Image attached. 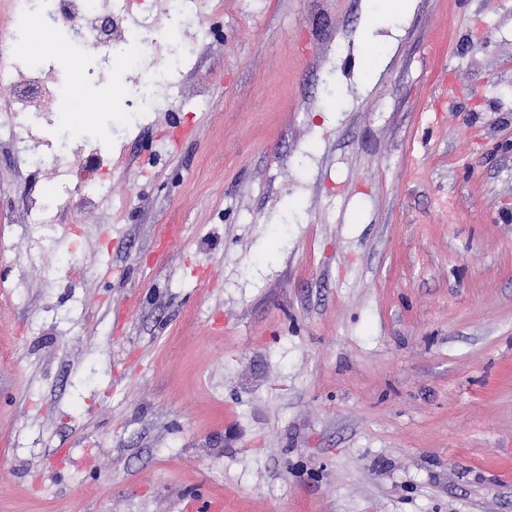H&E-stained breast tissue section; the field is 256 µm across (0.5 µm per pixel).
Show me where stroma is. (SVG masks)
I'll use <instances>...</instances> for the list:
<instances>
[{
	"instance_id": "stroma-1",
	"label": "stroma",
	"mask_w": 512,
	"mask_h": 512,
	"mask_svg": "<svg viewBox=\"0 0 512 512\" xmlns=\"http://www.w3.org/2000/svg\"><path fill=\"white\" fill-rule=\"evenodd\" d=\"M100 2L154 104L0 148V512H512V0Z\"/></svg>"
}]
</instances>
